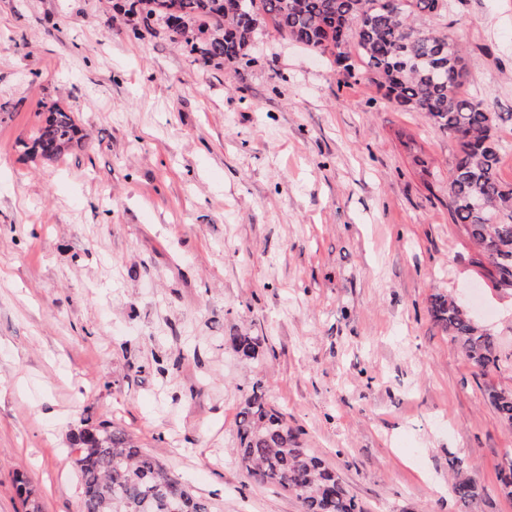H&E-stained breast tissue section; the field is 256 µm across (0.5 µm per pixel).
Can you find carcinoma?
<instances>
[{
	"instance_id": "carcinoma-1",
	"label": "carcinoma",
	"mask_w": 512,
	"mask_h": 512,
	"mask_svg": "<svg viewBox=\"0 0 512 512\" xmlns=\"http://www.w3.org/2000/svg\"><path fill=\"white\" fill-rule=\"evenodd\" d=\"M253 7L224 10L227 0H122L113 8L134 26L154 30L177 8L189 30L173 31L175 41L204 67L219 69L250 61L262 28L270 25L291 41L326 56L345 81L365 80L383 91L400 112H419L448 136V218L474 249L472 263L493 289L512 296V181L498 172L506 150L499 135L511 112L463 91L469 70L459 43L427 21L448 13V0H248ZM45 121L25 149L34 157L59 159L81 143L73 113L46 103ZM430 315L479 372L499 369L495 335L479 324L456 297L431 296ZM263 336L233 333L224 344L245 359H255ZM487 396L498 417L512 426V391L490 388ZM81 447L74 467L81 486L80 512H212L182 478L125 430L107 424L74 435ZM235 454L256 484L293 496L301 512H362L341 477L313 454L302 431L288 422L258 384L244 397L236 421ZM449 492L468 510L482 488L464 462L450 463ZM18 493L25 512H43L27 482Z\"/></svg>"
}]
</instances>
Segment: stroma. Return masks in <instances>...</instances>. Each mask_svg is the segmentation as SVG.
<instances>
[{
    "instance_id": "obj_1",
    "label": "stroma",
    "mask_w": 512,
    "mask_h": 512,
    "mask_svg": "<svg viewBox=\"0 0 512 512\" xmlns=\"http://www.w3.org/2000/svg\"><path fill=\"white\" fill-rule=\"evenodd\" d=\"M433 28L465 93L512 113V0H451ZM203 68L110 0H0V512H79L74 435L124 428L214 512H300L253 484L235 422L263 382L364 512H461L448 462L512 512V299L477 277L440 181L451 144L375 86L266 29ZM59 102L85 136L25 153ZM477 290L503 364L479 374L428 314ZM265 337L257 359L224 344ZM487 396L500 420L512 426V391L490 388Z\"/></svg>"
}]
</instances>
